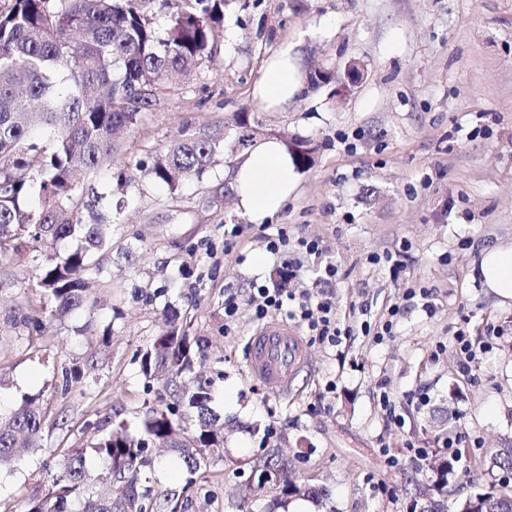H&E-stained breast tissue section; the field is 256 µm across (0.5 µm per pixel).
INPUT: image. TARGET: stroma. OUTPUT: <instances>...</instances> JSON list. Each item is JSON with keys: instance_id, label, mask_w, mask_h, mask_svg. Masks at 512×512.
<instances>
[{"instance_id": "stroma-1", "label": "stroma", "mask_w": 512, "mask_h": 512, "mask_svg": "<svg viewBox=\"0 0 512 512\" xmlns=\"http://www.w3.org/2000/svg\"><path fill=\"white\" fill-rule=\"evenodd\" d=\"M218 31L213 58L141 114L111 167L93 179L100 209L121 221L111 250L98 256L94 310L48 317L41 332H28L18 320L40 307L28 283L48 249L28 246L0 264V408L41 395L51 418L67 419L77 448L97 437L83 422L112 410L139 434L161 402L134 356L173 309L207 348L185 380L209 385L227 451L187 512H265L268 498L240 501L242 462L261 448L289 453L303 442L312 452L295 468L330 487L329 512H407L410 481L423 467L408 448L431 453L451 436L512 446V300L478 273L485 249L512 244V0H228ZM287 45L303 66L340 71L353 59L364 77L347 94L309 87L284 109L267 110L254 90L269 57ZM243 111L264 131L310 140L314 163L299 172L279 214L260 224L243 218L242 234L228 242L236 200H211L227 157L174 191L147 171L183 128ZM119 170L130 180L121 191ZM282 226L290 239L321 240L322 257L338 262L336 314L352 329L336 347L306 341L285 395L247 372L259 327L249 285H279L264 238ZM390 253L402 256L395 276L381 261ZM319 258L298 255L291 288H311ZM228 286L241 309L231 324ZM410 288L419 296L408 304ZM395 304L404 311L393 336L378 343L363 335L362 322L382 324ZM87 323L90 336L77 334ZM460 329L474 362L454 345ZM91 352L98 368L82 392L62 394L59 366ZM385 395L397 419L387 418ZM58 436L46 429L44 450L0 470V512H26ZM374 483L384 493L373 494Z\"/></svg>"}]
</instances>
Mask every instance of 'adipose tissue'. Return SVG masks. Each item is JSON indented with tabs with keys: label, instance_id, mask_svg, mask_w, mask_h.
<instances>
[{
	"label": "adipose tissue",
	"instance_id": "ef3b65f1",
	"mask_svg": "<svg viewBox=\"0 0 512 512\" xmlns=\"http://www.w3.org/2000/svg\"><path fill=\"white\" fill-rule=\"evenodd\" d=\"M304 85L303 67L286 47L267 61L256 94L266 107L276 110L294 100ZM232 182L243 213L259 222L277 214L295 188L292 162L282 143L274 138L259 142L233 169ZM479 271L487 288L512 300V246L488 250Z\"/></svg>",
	"mask_w": 512,
	"mask_h": 512
}]
</instances>
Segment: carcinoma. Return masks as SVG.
Listing matches in <instances>:
<instances>
[{
	"instance_id": "cac0c4a2",
	"label": "carcinoma",
	"mask_w": 512,
	"mask_h": 512,
	"mask_svg": "<svg viewBox=\"0 0 512 512\" xmlns=\"http://www.w3.org/2000/svg\"><path fill=\"white\" fill-rule=\"evenodd\" d=\"M175 2L165 32L139 6L140 0H10L0 7V259L31 241L53 247L67 239L79 245L66 257L53 255L39 267L33 282L43 297L42 309L60 318L74 310L95 308L87 294L91 280L101 276L96 255L112 248V217L83 200L77 172L96 173L112 162L122 136L148 112L178 79L197 68L215 39L214 25L224 17L226 0ZM260 135L241 113L231 125L203 124L181 130L153 159L149 175L175 190L181 181L200 178L220 151L235 154ZM295 169L312 164L303 146L307 140L277 133ZM168 317L160 332L135 360L146 388L157 383L170 394L165 408L153 409L140 435L107 415L110 430L91 446L106 464L102 478L125 486L109 498L94 490L87 451L66 445L61 437L49 449L62 456L59 470H45L39 485L44 495L29 502L27 512H184L207 463L224 458V419L211 407L206 386L181 389L179 380L204 360L199 338ZM97 367L91 356L63 371L61 389L69 393ZM187 408L194 432L183 427ZM47 413L39 399L25 397L0 422V466L16 459L18 442L42 449ZM164 441L185 473L179 489L157 492L148 472L155 458L150 444ZM435 455L448 463L447 484L440 495L454 496L455 512H470L475 497H499L512 512V484L493 483L480 491L474 476L481 472L475 448L444 446ZM284 488L273 490L267 512L285 508L294 480L291 464L282 463ZM473 491L462 494L463 483ZM303 499L323 508L330 498L325 484L305 483Z\"/></svg>"
}]
</instances>
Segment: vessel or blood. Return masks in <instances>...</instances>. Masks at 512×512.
Segmentation results:
<instances>
[{
    "label": "vessel or blood",
    "mask_w": 512,
    "mask_h": 512,
    "mask_svg": "<svg viewBox=\"0 0 512 512\" xmlns=\"http://www.w3.org/2000/svg\"><path fill=\"white\" fill-rule=\"evenodd\" d=\"M303 362L302 340L287 323L274 320L255 331L248 363L252 378L286 392Z\"/></svg>",
    "instance_id": "1"
}]
</instances>
